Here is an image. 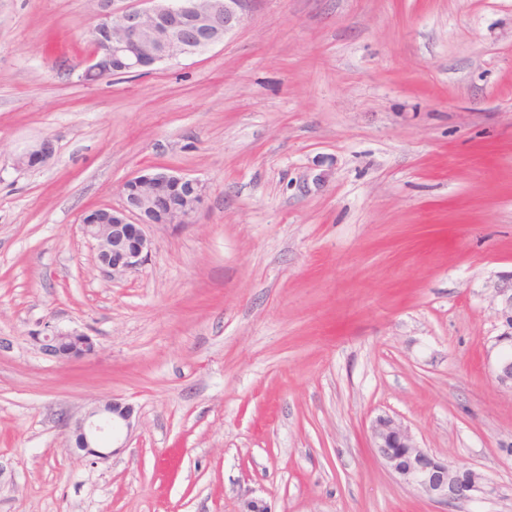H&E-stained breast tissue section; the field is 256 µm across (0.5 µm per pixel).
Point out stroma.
<instances>
[{"instance_id": "stroma-1", "label": "stroma", "mask_w": 512, "mask_h": 512, "mask_svg": "<svg viewBox=\"0 0 512 512\" xmlns=\"http://www.w3.org/2000/svg\"><path fill=\"white\" fill-rule=\"evenodd\" d=\"M95 22L0 0V512H452L376 454L380 415L487 477L460 512H512V0H254L87 86ZM154 167L205 201L110 278L81 217ZM111 398L101 460L71 431ZM53 145L50 140H43L17 159L20 167L33 168L45 164L53 155ZM41 332L34 336L43 354L56 359H81L92 355L95 350L93 339L85 333L73 331ZM70 343L68 349L64 348Z\"/></svg>"}]
</instances>
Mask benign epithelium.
I'll return each mask as SVG.
<instances>
[{"instance_id": "benign-epithelium-1", "label": "benign epithelium", "mask_w": 512, "mask_h": 512, "mask_svg": "<svg viewBox=\"0 0 512 512\" xmlns=\"http://www.w3.org/2000/svg\"><path fill=\"white\" fill-rule=\"evenodd\" d=\"M97 23L92 30L94 49L78 75L101 78L141 71L163 61L178 60L219 43L239 26L251 0H144L145 8L113 10V0H93ZM53 145L43 140L17 159L20 167L45 164ZM118 207L87 212L81 232L91 243L99 268L122 277L137 270L154 243L146 233L150 224H188L204 201L196 180L166 168L126 180ZM43 354L56 359H81L94 353L85 333L51 331L35 336ZM133 409L112 398L94 406L75 424V444L98 459L110 456L106 445L121 425H130ZM376 453L403 482L449 507L469 503L485 492V475L456 469L421 448L408 429L390 416L372 424Z\"/></svg>"}]
</instances>
